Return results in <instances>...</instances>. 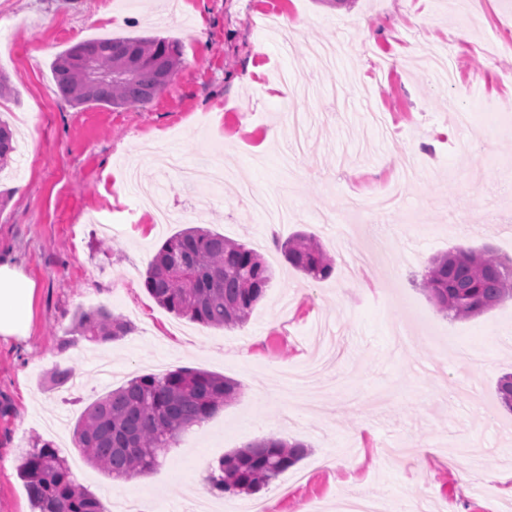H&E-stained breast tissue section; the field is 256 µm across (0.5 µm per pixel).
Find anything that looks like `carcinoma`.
Returning <instances> with one entry per match:
<instances>
[{"mask_svg":"<svg viewBox=\"0 0 512 512\" xmlns=\"http://www.w3.org/2000/svg\"><path fill=\"white\" fill-rule=\"evenodd\" d=\"M103 72L131 67L135 77L91 85L86 63ZM178 46L160 37L99 38L57 56L53 72L62 97L75 105L119 108L145 104L168 84L181 65ZM15 151L0 122V166ZM284 256L314 279L329 277L334 260L314 236L299 233L284 245ZM272 277L256 250L209 228L193 226L168 237L149 264L144 287L164 309L216 328L245 323L264 297ZM422 290L452 319H468L512 301V259L491 249L459 250L433 258ZM74 329L97 342L118 340L131 325L103 307L75 316ZM501 405L512 411V374L499 380ZM237 395V384L198 369L137 376L92 403L76 424L74 440L85 461L115 478H133L159 465V457L187 429L208 420ZM306 453L298 442L262 439L225 454L206 477L212 488L255 494ZM19 475L36 512H103L97 496L77 483L67 461L48 443L23 454Z\"/></svg>","mask_w":512,"mask_h":512,"instance_id":"1","label":"carcinoma"}]
</instances>
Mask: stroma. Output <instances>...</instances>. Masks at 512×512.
Masks as SVG:
<instances>
[{"label": "stroma", "mask_w": 512, "mask_h": 512, "mask_svg": "<svg viewBox=\"0 0 512 512\" xmlns=\"http://www.w3.org/2000/svg\"><path fill=\"white\" fill-rule=\"evenodd\" d=\"M288 22L286 46L265 35ZM178 41L183 66L143 106H76L52 64L91 39ZM449 49L450 72L430 66ZM0 120L19 149L0 170V251L35 283L27 336L0 339V512H33L23 453L49 443L107 512L137 498L181 512L175 478L202 484L261 438L306 456L253 495L204 489L212 512H339L366 494L379 512L426 497L429 512H512L482 471L512 469V301L469 319L438 312L418 281L431 258L467 247L512 258V0H0ZM467 110L457 126L449 104ZM278 139H267L271 128ZM398 183L395 213L362 218L348 199ZM194 206L200 223L257 249L273 279L248 321L208 327L160 307L148 262L177 232L156 227L141 188ZM335 257L316 281L275 246L297 232ZM106 307L134 327L111 347L73 318ZM72 381L55 386V369ZM209 371L237 398L183 433L153 470L114 479L80 462L86 408L140 374ZM426 442V458L383 453ZM358 459L355 470L337 458ZM480 493H473V485Z\"/></svg>", "instance_id": "35a3bbf8"}]
</instances>
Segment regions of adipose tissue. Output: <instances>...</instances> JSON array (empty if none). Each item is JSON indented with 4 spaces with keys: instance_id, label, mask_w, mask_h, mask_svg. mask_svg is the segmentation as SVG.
<instances>
[{
    "instance_id": "ef3b65f1",
    "label": "adipose tissue",
    "mask_w": 512,
    "mask_h": 512,
    "mask_svg": "<svg viewBox=\"0 0 512 512\" xmlns=\"http://www.w3.org/2000/svg\"><path fill=\"white\" fill-rule=\"evenodd\" d=\"M34 293V282L0 254V339L27 335Z\"/></svg>"
}]
</instances>
